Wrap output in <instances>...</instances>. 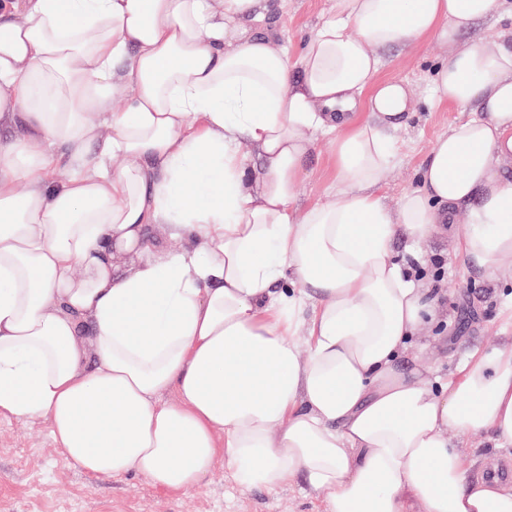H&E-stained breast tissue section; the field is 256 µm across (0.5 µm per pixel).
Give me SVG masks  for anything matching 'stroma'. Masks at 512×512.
<instances>
[{
  "instance_id": "stroma-1",
  "label": "stroma",
  "mask_w": 512,
  "mask_h": 512,
  "mask_svg": "<svg viewBox=\"0 0 512 512\" xmlns=\"http://www.w3.org/2000/svg\"><path fill=\"white\" fill-rule=\"evenodd\" d=\"M333 0H266L262 21L247 22L250 32L270 35L290 54L330 15ZM437 41L422 40L413 50L382 51L380 78L404 83L410 110L397 134L396 158L379 190L383 203L396 207L419 188V169L437 139L470 108L438 103L431 86L435 64L445 53ZM336 179L332 137L313 135L294 187V202L304 210L327 199ZM394 257L416 268L423 283L439 288L437 319L418 334L417 345L404 357L408 369L454 380L458 365L471 351L512 345V275L483 277L457 248L454 235L437 233L415 240L400 229L393 241ZM467 478L478 481L496 464L501 476L512 474V447H492L488 435L461 442ZM324 496L308 493L296 479L275 489L240 486L223 460L186 493H171L145 478L128 474L103 477L69 463L60 453L47 420L19 421L0 415V512H325Z\"/></svg>"
}]
</instances>
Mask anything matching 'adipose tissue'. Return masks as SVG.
Wrapping results in <instances>:
<instances>
[{"mask_svg":"<svg viewBox=\"0 0 512 512\" xmlns=\"http://www.w3.org/2000/svg\"><path fill=\"white\" fill-rule=\"evenodd\" d=\"M502 6L334 0L294 57L244 26L266 0L0 11V413L49 421L84 470L170 492L222 457L248 488L304 477L327 512H512V481L469 483L452 442L512 445V349L473 354L454 385L405 371L435 298L391 252L398 226L422 241L462 208L463 255L512 273V41L457 42ZM428 37L450 48L435 100L475 115L392 210L376 191L409 94L379 80L380 52ZM311 131L336 136V189L301 211ZM152 224L182 249L153 248Z\"/></svg>","mask_w":512,"mask_h":512,"instance_id":"1","label":"adipose tissue"}]
</instances>
